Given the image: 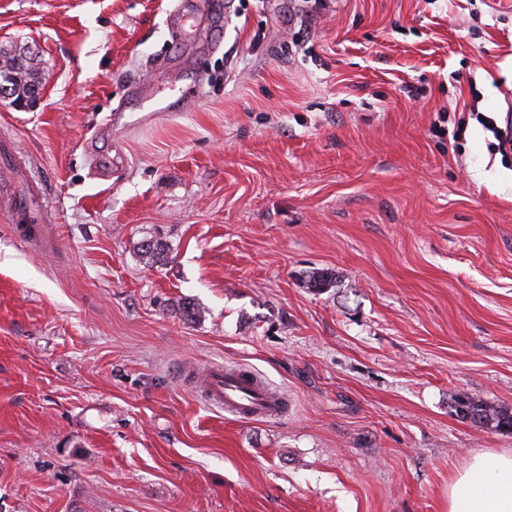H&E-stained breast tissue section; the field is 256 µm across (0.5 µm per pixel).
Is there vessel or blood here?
<instances>
[{
  "instance_id": "1",
  "label": "vessel or blood",
  "mask_w": 512,
  "mask_h": 512,
  "mask_svg": "<svg viewBox=\"0 0 512 512\" xmlns=\"http://www.w3.org/2000/svg\"><path fill=\"white\" fill-rule=\"evenodd\" d=\"M198 393L208 405L237 418L269 420L284 410L279 396L257 374L237 366H212Z\"/></svg>"
}]
</instances>
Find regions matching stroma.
<instances>
[{
    "label": "stroma",
    "mask_w": 512,
    "mask_h": 512,
    "mask_svg": "<svg viewBox=\"0 0 512 512\" xmlns=\"http://www.w3.org/2000/svg\"><path fill=\"white\" fill-rule=\"evenodd\" d=\"M179 5L0 0L42 75L0 182L52 213L0 207V512H448L512 451L450 408H512V0ZM216 364L287 413L207 407Z\"/></svg>",
    "instance_id": "35a3bbf8"
}]
</instances>
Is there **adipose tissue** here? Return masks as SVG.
<instances>
[{"label":"adipose tissue","mask_w":512,"mask_h":512,"mask_svg":"<svg viewBox=\"0 0 512 512\" xmlns=\"http://www.w3.org/2000/svg\"><path fill=\"white\" fill-rule=\"evenodd\" d=\"M448 512H512V452L475 455L448 483Z\"/></svg>","instance_id":"ef3b65f1"}]
</instances>
